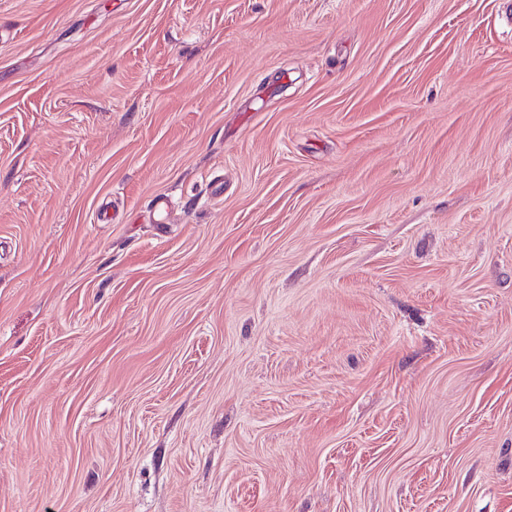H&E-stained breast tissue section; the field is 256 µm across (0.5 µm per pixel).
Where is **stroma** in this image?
<instances>
[{
    "instance_id": "1",
    "label": "stroma",
    "mask_w": 512,
    "mask_h": 512,
    "mask_svg": "<svg viewBox=\"0 0 512 512\" xmlns=\"http://www.w3.org/2000/svg\"><path fill=\"white\" fill-rule=\"evenodd\" d=\"M0 512H512V0H0Z\"/></svg>"
}]
</instances>
